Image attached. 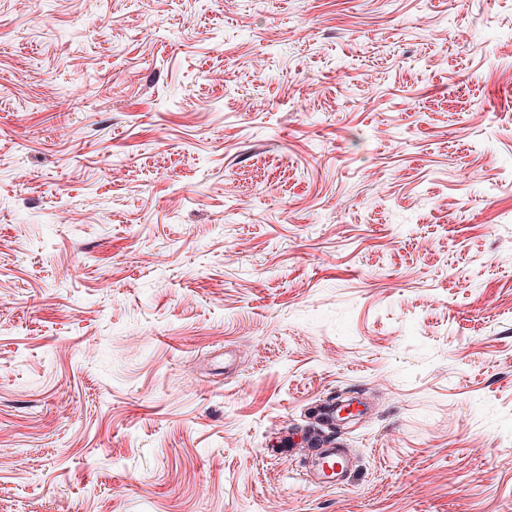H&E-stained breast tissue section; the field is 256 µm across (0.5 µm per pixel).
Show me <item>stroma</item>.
<instances>
[{"label": "stroma", "instance_id": "stroma-1", "mask_svg": "<svg viewBox=\"0 0 512 512\" xmlns=\"http://www.w3.org/2000/svg\"><path fill=\"white\" fill-rule=\"evenodd\" d=\"M0 512H512V0H0ZM325 449L332 450L333 453L327 458L328 469L323 468L320 474L325 484H334L349 467V461L344 454L335 451L336 448Z\"/></svg>", "mask_w": 512, "mask_h": 512}]
</instances>
